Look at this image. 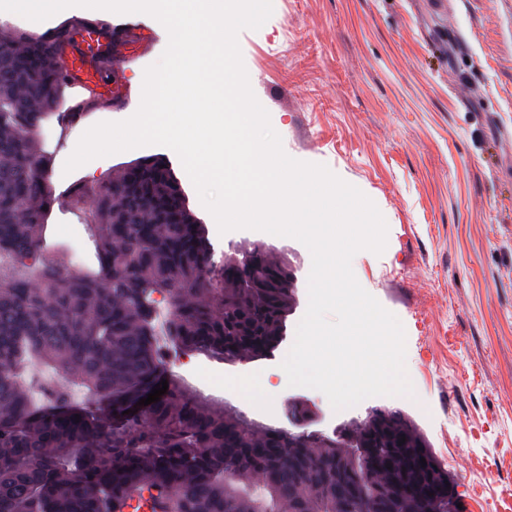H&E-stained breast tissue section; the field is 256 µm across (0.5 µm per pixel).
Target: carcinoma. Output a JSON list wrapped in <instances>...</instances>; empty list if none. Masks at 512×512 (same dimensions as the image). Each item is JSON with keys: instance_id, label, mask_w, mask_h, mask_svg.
Instances as JSON below:
<instances>
[{"instance_id": "obj_1", "label": "carcinoma", "mask_w": 512, "mask_h": 512, "mask_svg": "<svg viewBox=\"0 0 512 512\" xmlns=\"http://www.w3.org/2000/svg\"><path fill=\"white\" fill-rule=\"evenodd\" d=\"M60 88L52 44L34 49L0 29V252L37 260L27 275L0 272V512H121L133 487L171 499L175 512H363L376 499L387 512H448L455 482L402 412H370L335 438L303 429L284 442L168 372L160 335L176 351L223 360L273 354L297 294L283 257L244 250L243 262L259 254L246 280L215 259L165 158L121 168L92 192L69 190L74 207L93 198L96 267L72 272L41 256L53 198L35 130L80 118L58 111ZM155 293L167 295L160 330ZM35 365L57 376L40 408L19 374ZM162 380L160 401L126 413ZM73 382L93 402L74 405ZM250 475L263 496L245 492Z\"/></svg>"}]
</instances>
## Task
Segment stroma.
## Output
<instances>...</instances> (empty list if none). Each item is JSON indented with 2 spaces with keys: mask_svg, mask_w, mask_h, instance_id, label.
Segmentation results:
<instances>
[{
  "mask_svg": "<svg viewBox=\"0 0 512 512\" xmlns=\"http://www.w3.org/2000/svg\"><path fill=\"white\" fill-rule=\"evenodd\" d=\"M152 44L125 53L127 95L98 105L85 124L122 121L140 105L144 70L168 44L164 26ZM251 88L270 115L285 152L326 165L378 207L388 225L382 254L358 252L354 274L395 314L406 332V368L414 398L378 396L337 411L318 391L290 386L281 362L308 305L311 254L292 238L255 230L219 234L178 156L145 146L97 158L94 177L64 173L70 138L55 121L36 131L53 157L57 190L99 187L115 169L165 157L190 208L204 224L216 258L261 244L290 260L297 303L286 337L272 355L221 362L240 413L275 412L304 403L309 425L326 436L376 406L407 414L456 482L458 512L512 502V0H273L259 29L238 36ZM83 209L59 199L44 251L73 259L64 229ZM278 385L256 399L253 376Z\"/></svg>",
  "mask_w": 512,
  "mask_h": 512,
  "instance_id": "35a3bbf8",
  "label": "stroma"
}]
</instances>
